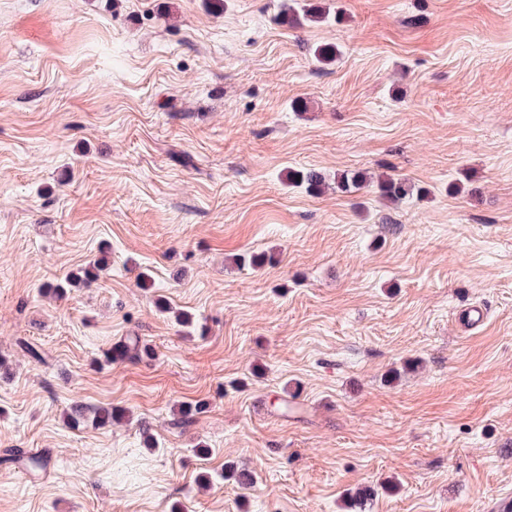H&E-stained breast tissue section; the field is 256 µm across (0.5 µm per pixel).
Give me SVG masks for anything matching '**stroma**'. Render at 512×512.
Returning a JSON list of instances; mask_svg holds the SVG:
<instances>
[{
  "instance_id": "1",
  "label": "stroma",
  "mask_w": 512,
  "mask_h": 512,
  "mask_svg": "<svg viewBox=\"0 0 512 512\" xmlns=\"http://www.w3.org/2000/svg\"><path fill=\"white\" fill-rule=\"evenodd\" d=\"M319 2L334 19L293 28L283 0H0V512L512 496V0ZM291 168L423 194L312 195ZM126 336L153 358L105 363ZM75 402L130 418L73 429ZM374 178H376L383 201L396 204L414 194L412 183L399 174H379L376 177H371L359 172H343L336 175V189L342 192H351L357 190L362 184L371 182ZM103 266L104 259H99L89 266L81 269L79 272L67 275L60 283H48L43 288L46 289L47 293L53 294L56 297H61L63 296L66 288L75 286L80 282L84 285L90 284L92 280L98 276V273L102 270ZM489 311L483 303H472L459 311L457 322L467 331L477 330L488 319Z\"/></svg>"
}]
</instances>
